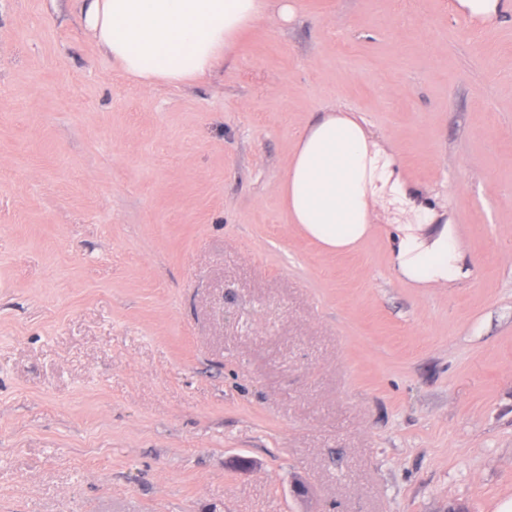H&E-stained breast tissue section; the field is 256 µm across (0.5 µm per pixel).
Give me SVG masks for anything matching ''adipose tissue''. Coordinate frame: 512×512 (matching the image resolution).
I'll list each match as a JSON object with an SVG mask.
<instances>
[{
	"instance_id": "ef3b65f1",
	"label": "adipose tissue",
	"mask_w": 512,
	"mask_h": 512,
	"mask_svg": "<svg viewBox=\"0 0 512 512\" xmlns=\"http://www.w3.org/2000/svg\"><path fill=\"white\" fill-rule=\"evenodd\" d=\"M86 34L127 76L152 88L190 83L224 62L250 28L289 22L296 0H78ZM277 191L288 214L323 252L354 249L393 207L392 263L409 285L443 287L468 278L459 239L402 177L395 156L351 113L327 109L298 134Z\"/></svg>"
}]
</instances>
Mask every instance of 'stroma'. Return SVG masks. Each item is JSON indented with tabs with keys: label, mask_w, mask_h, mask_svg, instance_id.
Instances as JSON below:
<instances>
[{
	"label": "stroma",
	"mask_w": 512,
	"mask_h": 512,
	"mask_svg": "<svg viewBox=\"0 0 512 512\" xmlns=\"http://www.w3.org/2000/svg\"><path fill=\"white\" fill-rule=\"evenodd\" d=\"M356 113L470 278L327 255L276 190ZM512 497V15L297 0L189 85L0 0V512H497Z\"/></svg>",
	"instance_id": "stroma-1"
}]
</instances>
